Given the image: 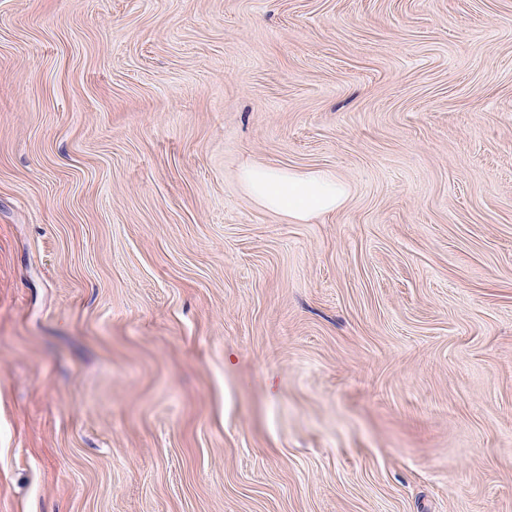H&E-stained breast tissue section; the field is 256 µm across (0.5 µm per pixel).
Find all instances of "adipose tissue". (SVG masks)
<instances>
[{
	"label": "adipose tissue",
	"mask_w": 512,
	"mask_h": 512,
	"mask_svg": "<svg viewBox=\"0 0 512 512\" xmlns=\"http://www.w3.org/2000/svg\"><path fill=\"white\" fill-rule=\"evenodd\" d=\"M241 180L260 206L296 222L336 211L350 195L348 185L325 170L254 165L243 170Z\"/></svg>",
	"instance_id": "adipose-tissue-1"
}]
</instances>
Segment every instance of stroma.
Returning <instances> with one entry per match:
<instances>
[{"mask_svg": "<svg viewBox=\"0 0 512 512\" xmlns=\"http://www.w3.org/2000/svg\"><path fill=\"white\" fill-rule=\"evenodd\" d=\"M0 512H512V0H0ZM241 180L260 206L296 222L336 211L350 195L348 185L325 170L296 171L254 165L242 171Z\"/></svg>", "mask_w": 512, "mask_h": 512, "instance_id": "35a3bbf8", "label": "stroma"}]
</instances>
